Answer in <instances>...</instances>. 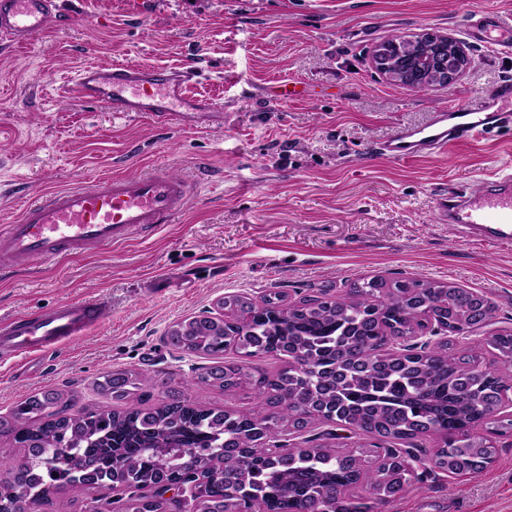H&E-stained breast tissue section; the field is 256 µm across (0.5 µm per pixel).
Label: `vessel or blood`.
Segmentation results:
<instances>
[{
	"label": "vessel or blood",
	"mask_w": 512,
	"mask_h": 512,
	"mask_svg": "<svg viewBox=\"0 0 512 512\" xmlns=\"http://www.w3.org/2000/svg\"><path fill=\"white\" fill-rule=\"evenodd\" d=\"M55 0H0V33L29 45L55 17ZM478 42L512 51V26L474 13L467 27ZM193 75L152 65L89 64L67 83L69 95L113 112H140L174 126L193 111H219L218 102L191 95ZM512 80L497 83L468 105H448L421 127H406L378 141L382 157L404 161L440 153L448 144L471 142L512 128ZM190 183L155 170L131 176H105L45 192L0 229V265L17 267L39 260L54 262L90 248L108 247L147 236L171 223L191 202ZM441 223L453 225L458 239L486 245L512 244V171L495 172L488 189L472 196L453 191L440 196ZM110 307L99 300L64 301L52 308L0 323V357L38 356L75 339L106 320Z\"/></svg>",
	"instance_id": "1"
}]
</instances>
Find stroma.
I'll return each instance as SVG.
<instances>
[{
  "instance_id": "1",
  "label": "stroma",
  "mask_w": 512,
  "mask_h": 512,
  "mask_svg": "<svg viewBox=\"0 0 512 512\" xmlns=\"http://www.w3.org/2000/svg\"><path fill=\"white\" fill-rule=\"evenodd\" d=\"M56 2L58 24L30 45L0 38V226L46 190L112 174L168 169L197 193L150 237L0 270V322L67 300L112 309L41 357L0 358V416L52 388L111 405L96 384L124 368L153 378L152 405L178 382L206 407L248 404L194 384L206 358L167 339L173 323L230 294L292 303L362 277L453 282L498 306L491 331L512 330V247L456 241L435 211L448 190L475 193L512 166V131L407 161L372 150L512 79L505 54L473 43L463 77L420 91L380 75L375 47L420 31L464 38L469 7L512 24V0ZM116 61L194 71L192 92L216 98L223 117L166 127L56 93L78 67ZM284 78L303 99L267 107ZM380 512H512V445L473 476L423 472Z\"/></svg>"
}]
</instances>
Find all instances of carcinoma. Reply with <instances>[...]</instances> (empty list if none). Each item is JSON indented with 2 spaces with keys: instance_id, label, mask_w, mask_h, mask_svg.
Masks as SVG:
<instances>
[{
  "instance_id": "cac0c4a2",
  "label": "carcinoma",
  "mask_w": 512,
  "mask_h": 512,
  "mask_svg": "<svg viewBox=\"0 0 512 512\" xmlns=\"http://www.w3.org/2000/svg\"><path fill=\"white\" fill-rule=\"evenodd\" d=\"M219 308L174 324L168 340L213 360L198 383L229 394L247 389L252 407L204 408L181 389L146 407L152 378L131 369L98 383L113 409L40 392L0 417V437L23 450L19 461L0 464V503L36 512L61 490L80 498L119 488L131 492L122 512H183L157 487L193 471L196 512H377L419 480L397 446L431 437L434 452L421 465L461 476L491 462V440L479 428L512 437V418L501 415L511 370L482 365L470 342L411 343L445 319L450 336L466 340L491 324L495 305L473 291L371 277L345 297L284 304L276 295H229ZM486 344L512 364V331ZM270 360L283 366L272 372ZM330 419L376 442L348 452L316 445L269 454V435Z\"/></svg>"
}]
</instances>
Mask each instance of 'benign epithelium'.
<instances>
[{
  "mask_svg": "<svg viewBox=\"0 0 512 512\" xmlns=\"http://www.w3.org/2000/svg\"><path fill=\"white\" fill-rule=\"evenodd\" d=\"M469 59L463 41L434 32L388 39L373 52L374 65L383 76L413 88L457 81L468 69Z\"/></svg>",
  "mask_w": 512,
  "mask_h": 512,
  "instance_id": "benign-epithelium-1",
  "label": "benign epithelium"
}]
</instances>
